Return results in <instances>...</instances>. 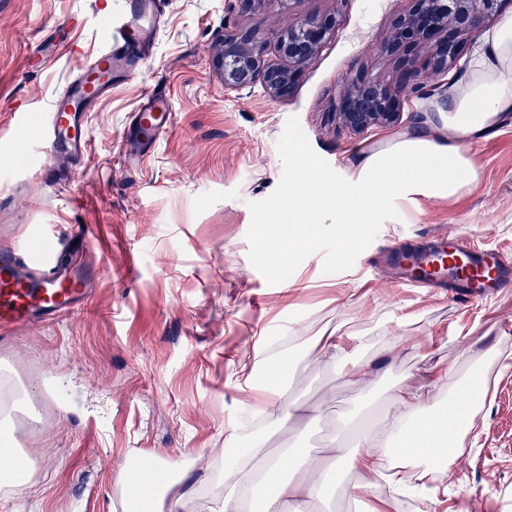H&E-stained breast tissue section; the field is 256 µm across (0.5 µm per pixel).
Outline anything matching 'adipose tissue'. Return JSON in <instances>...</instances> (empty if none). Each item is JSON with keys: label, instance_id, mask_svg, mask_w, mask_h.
Returning a JSON list of instances; mask_svg holds the SVG:
<instances>
[{"label": "adipose tissue", "instance_id": "1", "mask_svg": "<svg viewBox=\"0 0 512 512\" xmlns=\"http://www.w3.org/2000/svg\"><path fill=\"white\" fill-rule=\"evenodd\" d=\"M428 110L447 113V123L432 121L423 132H403L383 146L356 151L344 180L336 185L319 182L310 176L307 163H300L305 189L289 195L287 209L269 211L267 223L279 226L290 248L306 246L318 233L335 237L347 251L357 246L360 226L375 223L396 200L423 196L450 201L472 192L480 183V171L468 141L486 136L512 116V18L482 34L463 77L449 79ZM415 320L412 314L390 316L393 337L383 354L373 351L368 331H322L316 340L319 355L359 399H368L384 384L388 365L402 351L435 346L433 337L411 333ZM284 358V353H271L262 370L250 354H242L238 362L245 380L263 395L255 413L266 431L288 422L305 430L320 412L317 405L286 398ZM451 376V371H438L418 386L399 379L387 401L384 427L345 420L326 448L314 454L294 447L270 453L253 433L232 430L226 438L230 451L216 460L202 454L194 458L203 483L224 486L212 498L209 512H249L256 500L260 512H314L347 470L356 477L359 495L372 500L370 512H384L416 490L436 501L440 488L428 479L436 474L452 477L464 451L449 450L448 441L457 437L461 423L475 421L488 391L486 381L477 379L453 401L443 402L440 392ZM143 461L136 480L126 483L131 500L147 494L151 512H181L185 494L177 482L186 473L180 461L158 453L145 455Z\"/></svg>", "mask_w": 512, "mask_h": 512}]
</instances>
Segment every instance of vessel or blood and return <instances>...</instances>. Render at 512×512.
Returning a JSON list of instances; mask_svg holds the SVG:
<instances>
[{
	"instance_id": "1",
	"label": "vessel or blood",
	"mask_w": 512,
	"mask_h": 512,
	"mask_svg": "<svg viewBox=\"0 0 512 512\" xmlns=\"http://www.w3.org/2000/svg\"><path fill=\"white\" fill-rule=\"evenodd\" d=\"M160 18V0H125L122 12L111 16L109 45L85 63L54 97L49 111L39 117L43 129L38 156L43 166L84 158L90 139L88 112L111 92L113 84L133 76L150 57ZM171 127L169 97L158 92L148 95L130 119L122 146L124 162L147 157ZM67 249V242L59 239L53 249L36 255L19 249L0 251L1 331L55 320L85 305L90 280L62 266L60 258ZM397 259L409 272L403 285L418 287L450 280L466 303L482 298L506 278L496 253L471 247L461 234L424 252L398 254Z\"/></svg>"
}]
</instances>
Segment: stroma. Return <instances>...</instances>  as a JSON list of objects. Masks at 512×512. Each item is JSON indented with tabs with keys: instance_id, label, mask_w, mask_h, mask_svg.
Returning a JSON list of instances; mask_svg holds the SVG:
<instances>
[{
	"instance_id": "obj_1",
	"label": "stroma",
	"mask_w": 512,
	"mask_h": 512,
	"mask_svg": "<svg viewBox=\"0 0 512 512\" xmlns=\"http://www.w3.org/2000/svg\"><path fill=\"white\" fill-rule=\"evenodd\" d=\"M164 2L151 57L90 113L84 164L43 171L31 152L39 134L25 116L47 112L84 56L105 47L99 7L118 0H0V155L26 152L22 164L0 168V248L35 253L49 234L75 239L92 288L86 307L63 319L0 333V366L9 369L0 403L26 394L14 432L33 463L27 482L0 490V512H123L117 475L141 452L186 460L223 448L252 407L238 371L242 350L261 365L274 345L291 342L286 396L319 404L321 413L306 433L286 425L263 433L262 445L312 452L338 416L387 422L386 389L359 401L317 360L313 338L322 328L379 336L389 312L418 313L417 333L447 342L403 355L394 381L443 367L461 383L473 359L453 335L472 334L474 351L512 339V288L464 304L438 288L393 287L389 271L367 269L384 249L451 230L512 262V116L470 142L482 173L472 193L452 203L401 202L402 223L387 215L365 225L353 253L320 239L295 252L285 282L256 258L260 249L281 250L279 229L264 217L287 200L297 157L333 182L352 150L391 136L382 128L351 138L332 108L347 72L392 75L394 63L377 45L409 0H299L297 15L338 10L342 22L285 99L258 84L226 89L214 66L227 28L274 38L277 0L244 13L228 0ZM66 37L81 55L58 51ZM160 87L175 124L147 159L121 166L130 116ZM486 377L479 440L437 512H454L460 500L479 512H512V364L491 361Z\"/></svg>"
}]
</instances>
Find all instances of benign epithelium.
I'll use <instances>...</instances> for the list:
<instances>
[{
    "mask_svg": "<svg viewBox=\"0 0 512 512\" xmlns=\"http://www.w3.org/2000/svg\"><path fill=\"white\" fill-rule=\"evenodd\" d=\"M287 22L276 35L279 59L266 58L267 39L252 28H236L224 36V49L215 66L224 86L243 90L261 83L274 98L288 97L305 70L313 65L327 40L335 35L341 14L333 12L294 16L296 0H279ZM410 8L394 22L382 51L395 58L394 80L363 74L342 78L343 90L335 104L336 125L361 137L377 128L401 123L410 94L431 97L439 88L437 78L456 67L463 55L464 39L475 38L501 13L502 0H410ZM425 65H415L421 50Z\"/></svg>",
    "mask_w": 512,
    "mask_h": 512,
    "instance_id": "1",
    "label": "benign epithelium"
}]
</instances>
